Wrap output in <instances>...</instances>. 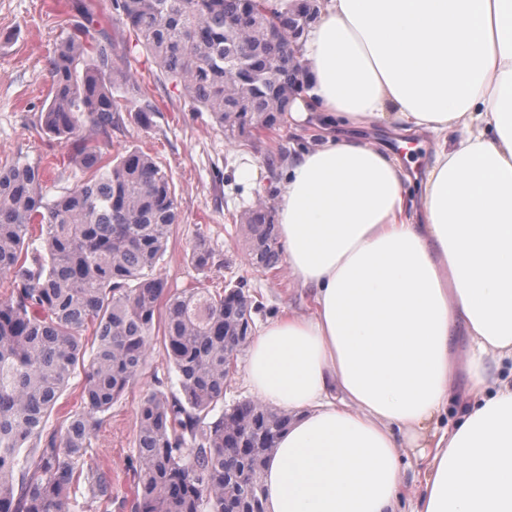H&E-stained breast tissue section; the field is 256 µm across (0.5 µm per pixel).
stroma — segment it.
<instances>
[{
    "label": "stroma",
    "mask_w": 512,
    "mask_h": 512,
    "mask_svg": "<svg viewBox=\"0 0 512 512\" xmlns=\"http://www.w3.org/2000/svg\"><path fill=\"white\" fill-rule=\"evenodd\" d=\"M87 2L90 12L85 15L65 11L64 0H0V164H41L46 169L43 192L50 199L84 179V172L69 162L65 144L41 128V111L50 88L46 62L74 26L88 27L93 33L107 28L114 43L112 56L127 78L116 94L124 122L113 130L102 150L112 157L127 146L143 148L172 179L180 222L161 262L170 290L244 281L251 296L262 304L254 316L259 326L287 307L310 312L311 299L295 286L289 269L273 276L252 268L243 247L240 216L257 199L277 201V184L288 161L281 158L269 165L268 146L282 144L289 156L297 155L313 146L312 131L283 118L261 144L251 146L243 138L230 136L209 113L194 111L182 87L159 80L156 66L119 24L114 0ZM144 86L150 88L157 104L147 127L136 117L139 90ZM362 135L384 144L398 157L409 158L414 164L413 180H422L431 159L430 134L411 135L404 145L398 136L377 125ZM200 233L215 251L214 264L205 272L189 259L190 244ZM162 333V326L154 327L144 370L113 405L98 441L100 454L112 465V495L117 499L129 492L133 480V440L141 399L155 388L178 387L177 375L166 360Z\"/></svg>",
    "instance_id": "1"
}]
</instances>
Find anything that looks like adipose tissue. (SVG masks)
I'll use <instances>...</instances> for the list:
<instances>
[{
    "label": "adipose tissue",
    "mask_w": 512,
    "mask_h": 512,
    "mask_svg": "<svg viewBox=\"0 0 512 512\" xmlns=\"http://www.w3.org/2000/svg\"><path fill=\"white\" fill-rule=\"evenodd\" d=\"M289 107L329 132L294 156L277 222L310 314L262 326L245 380L290 421L265 512H512V0H319ZM435 147L420 184L359 137ZM459 415L439 422L450 402ZM421 448H402V464L406 469L408 489H406L399 500L397 511H409L411 489L415 479H420L426 466V461L421 458Z\"/></svg>",
    "instance_id": "ef3b65f1"
}]
</instances>
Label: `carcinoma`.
<instances>
[{"label": "carcinoma", "instance_id": "cac0c4a2", "mask_svg": "<svg viewBox=\"0 0 512 512\" xmlns=\"http://www.w3.org/2000/svg\"><path fill=\"white\" fill-rule=\"evenodd\" d=\"M115 6L162 77L225 131L272 129L301 88L283 33L302 34L317 0L284 11L268 0ZM245 28L256 30L248 52ZM112 47L107 30L75 28L47 60L43 130L89 177L49 200L40 166H0V512H73L82 485L88 508L112 512V468L99 460L97 440L106 413L143 372L159 321L179 389L141 400L136 478L118 509L265 512L262 468L288 414L254 400L224 405L229 362L248 344L258 305L241 281L168 291L158 267L179 219L171 179L138 147L113 158L100 148L123 122ZM242 221L252 267L277 271L272 211L257 202ZM190 260L212 267L206 237L195 239ZM79 365L81 407L53 428L49 416Z\"/></svg>", "mask_w": 512, "mask_h": 512}]
</instances>
